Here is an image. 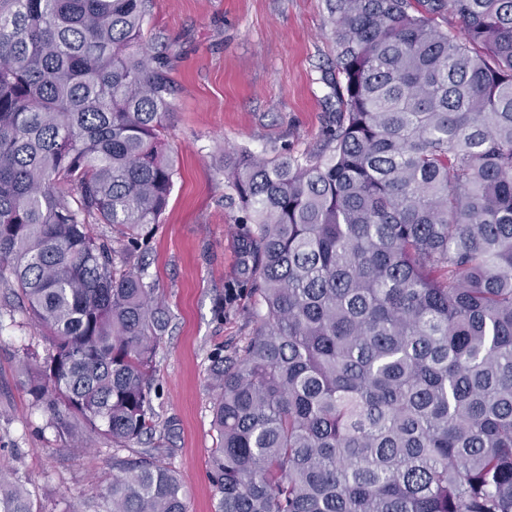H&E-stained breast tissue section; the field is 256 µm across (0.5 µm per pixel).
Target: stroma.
Returning <instances> with one entry per match:
<instances>
[{
  "label": "stroma",
  "instance_id": "stroma-1",
  "mask_svg": "<svg viewBox=\"0 0 512 512\" xmlns=\"http://www.w3.org/2000/svg\"><path fill=\"white\" fill-rule=\"evenodd\" d=\"M143 41L169 71L173 105L174 187L137 250L169 316L152 381L157 431L116 452L98 437L47 427L20 370L24 353L46 343L16 290L0 286V464L27 474L42 512H103L116 460L145 452L181 476L187 512H215L207 368L256 328V299L239 289L243 227L224 152L314 151L329 122L322 75L336 46L326 0H157Z\"/></svg>",
  "mask_w": 512,
  "mask_h": 512
}]
</instances>
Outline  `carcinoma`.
I'll use <instances>...</instances> for the list:
<instances>
[{
    "instance_id": "carcinoma-1",
    "label": "carcinoma",
    "mask_w": 512,
    "mask_h": 512,
    "mask_svg": "<svg viewBox=\"0 0 512 512\" xmlns=\"http://www.w3.org/2000/svg\"><path fill=\"white\" fill-rule=\"evenodd\" d=\"M153 6L0 0V284L45 331L47 425L117 448L169 326L131 264L174 176ZM327 9L326 148L224 153L261 310L208 369L215 512H512V0ZM26 484L0 466V512H41ZM105 512H186L182 482L124 460Z\"/></svg>"
}]
</instances>
